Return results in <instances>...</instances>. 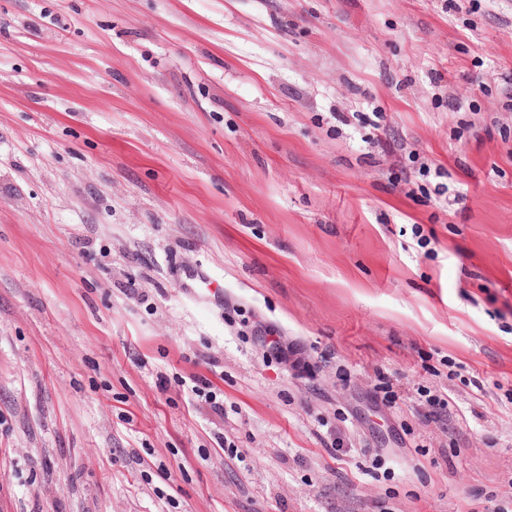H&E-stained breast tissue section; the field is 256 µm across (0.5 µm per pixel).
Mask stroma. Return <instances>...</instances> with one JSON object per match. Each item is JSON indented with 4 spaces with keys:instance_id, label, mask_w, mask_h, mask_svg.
Instances as JSON below:
<instances>
[{
    "instance_id": "stroma-1",
    "label": "stroma",
    "mask_w": 512,
    "mask_h": 512,
    "mask_svg": "<svg viewBox=\"0 0 512 512\" xmlns=\"http://www.w3.org/2000/svg\"><path fill=\"white\" fill-rule=\"evenodd\" d=\"M509 75L512 0H0V512H512Z\"/></svg>"
}]
</instances>
